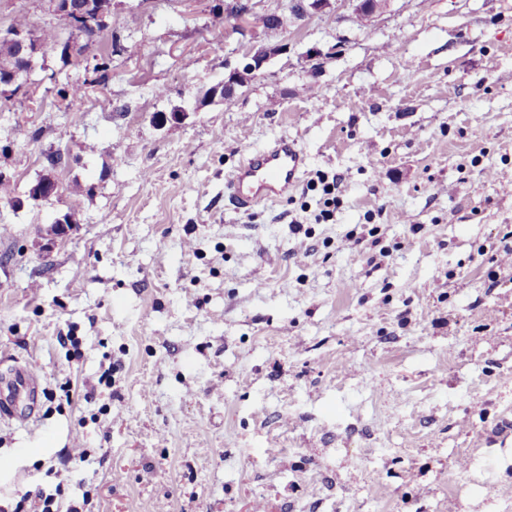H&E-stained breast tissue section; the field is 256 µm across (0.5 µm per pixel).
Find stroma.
<instances>
[{"label":"stroma","mask_w":512,"mask_h":512,"mask_svg":"<svg viewBox=\"0 0 512 512\" xmlns=\"http://www.w3.org/2000/svg\"><path fill=\"white\" fill-rule=\"evenodd\" d=\"M234 0H119L138 49L49 54L0 99V512H501L512 496V0H348L234 28ZM230 101L202 102L252 47ZM184 110L179 120L156 113ZM306 172L238 212L224 179L274 137ZM61 149L60 164L46 160ZM58 191L32 201L40 176ZM336 180L333 197L324 181ZM89 194L69 193L73 182ZM77 226L41 251L54 217ZM35 456L21 458L26 449ZM494 459L469 477L472 458ZM268 52L266 49L252 48L248 52L244 53L239 59L237 66L233 69L236 73H249L250 75H256L260 73L268 60ZM39 378L29 365H15L10 373V378L4 385H0V415L14 418V406L16 400L23 396L28 401L37 398ZM53 495H45L40 489H36L34 492L26 491L17 502L15 511H25V505L29 503L28 512H54L52 506L54 505Z\"/></svg>","instance_id":"stroma-1"}]
</instances>
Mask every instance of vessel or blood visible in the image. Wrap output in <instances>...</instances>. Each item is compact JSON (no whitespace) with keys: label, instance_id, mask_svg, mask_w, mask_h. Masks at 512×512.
I'll use <instances>...</instances> for the list:
<instances>
[{"label":"vessel or blood","instance_id":"obj_1","mask_svg":"<svg viewBox=\"0 0 512 512\" xmlns=\"http://www.w3.org/2000/svg\"><path fill=\"white\" fill-rule=\"evenodd\" d=\"M305 167L304 150L294 139L282 137L273 145L250 152L227 177L225 189L236 207L246 211L283 198ZM38 389L39 378L29 365L14 366L8 381L0 385V415L14 417L16 400H36Z\"/></svg>","mask_w":512,"mask_h":512}]
</instances>
